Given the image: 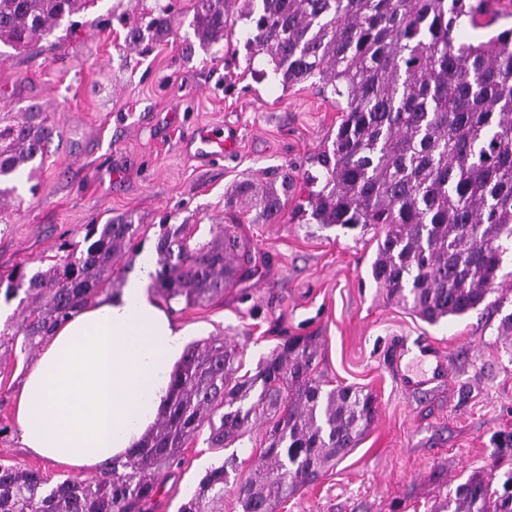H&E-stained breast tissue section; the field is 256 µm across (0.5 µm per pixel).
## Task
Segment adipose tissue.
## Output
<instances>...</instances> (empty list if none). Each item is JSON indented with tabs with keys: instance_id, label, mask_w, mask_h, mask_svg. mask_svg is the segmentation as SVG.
<instances>
[{
	"instance_id": "ef3b65f1",
	"label": "adipose tissue",
	"mask_w": 512,
	"mask_h": 512,
	"mask_svg": "<svg viewBox=\"0 0 512 512\" xmlns=\"http://www.w3.org/2000/svg\"><path fill=\"white\" fill-rule=\"evenodd\" d=\"M142 263L118 294L59 326L25 377L15 420L35 454L90 471L125 455L154 423L184 348L149 295Z\"/></svg>"
}]
</instances>
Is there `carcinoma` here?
<instances>
[{
    "mask_svg": "<svg viewBox=\"0 0 512 512\" xmlns=\"http://www.w3.org/2000/svg\"><path fill=\"white\" fill-rule=\"evenodd\" d=\"M96 0H0V42L35 54L60 22ZM186 51L224 49L237 19L249 20L246 45L265 55L284 86L315 79L342 112L332 147L313 159L321 188L301 217L324 228L375 230L371 276L386 298L434 325L462 316L495 292L512 245V28L467 42L459 32L486 29L485 0H248L234 17L231 0H190ZM181 0L127 26L137 48L176 32ZM56 133L31 106L0 117V223L14 182L41 159ZM283 168L266 185L246 180L235 193L250 199L267 224L282 213L293 187ZM145 229L116 216L94 238L30 275L23 264L7 276L6 295L20 299L23 319L0 330V342L23 337L32 348L77 310L124 280ZM127 265L118 267L124 256ZM250 246L227 225L207 242L188 225L164 224L155 241L151 288L191 307L224 297L250 270ZM311 336L279 343L255 371L241 372L242 350L222 339L188 345L171 374L168 402L139 445L112 459L100 475L54 485L38 469L0 464V512H149L162 475L191 441L206 433L222 452L258 424L265 436L257 464L243 474L233 453L211 467L179 512H224V485L236 487L240 512H277L359 443L377 413L376 396L328 387L317 371ZM496 475L473 477L448 497V512H512V471L502 490Z\"/></svg>",
    "mask_w": 512,
    "mask_h": 512,
    "instance_id": "carcinoma-1",
    "label": "carcinoma"
}]
</instances>
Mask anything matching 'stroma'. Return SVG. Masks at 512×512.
Segmentation results:
<instances>
[{"label": "stroma", "instance_id": "stroma-1", "mask_svg": "<svg viewBox=\"0 0 512 512\" xmlns=\"http://www.w3.org/2000/svg\"><path fill=\"white\" fill-rule=\"evenodd\" d=\"M166 0H97L94 25L61 24L36 57L0 48V113L38 105L58 135L34 182H21L11 221L0 224V274L41 267L61 244L85 249L89 225L133 214L147 225L152 250L162 221L188 224L195 240L237 222L255 265L222 299L173 315L186 343L226 338L245 345V368L283 339L317 337L318 366L331 385L372 391L376 417L356 448L278 512H437L456 486L512 465V336H499L512 311V254L498 287L502 310L483 305L430 325L390 303L371 277L373 233L321 229L294 214L317 174L311 158L330 145L341 114L314 81L283 86L267 75L265 56H251L245 22L231 49L186 56L172 36L149 51L128 46L119 15L136 17ZM239 130L235 152L200 160L184 145L204 127ZM288 169L296 184L279 223L256 220L230 205L234 186ZM448 363L445 381L409 393L400 374L426 376L425 347ZM40 355L0 347V464L41 470L51 482L77 469L23 448L14 419L16 397ZM220 461L204 437L153 502L178 512L187 493Z\"/></svg>", "mask_w": 512, "mask_h": 512}]
</instances>
